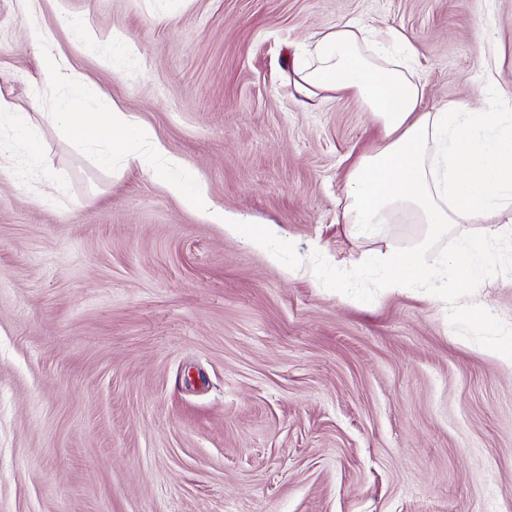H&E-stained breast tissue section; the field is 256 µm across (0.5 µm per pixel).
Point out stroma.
I'll use <instances>...</instances> for the list:
<instances>
[{"mask_svg":"<svg viewBox=\"0 0 512 512\" xmlns=\"http://www.w3.org/2000/svg\"><path fill=\"white\" fill-rule=\"evenodd\" d=\"M341 18L404 30L424 109L512 90V0H0V96L54 111L53 44L132 148L244 219L41 122L0 173V512H512V366L485 348L512 331V238L469 291L484 321L379 287L417 225L386 243L337 218L381 127L287 80ZM41 75V83L46 87L69 85L71 82L66 59L52 52H47L41 59ZM173 187L191 208L199 210L216 224H224V229L230 233H235L238 230L239 224L244 223L242 217L233 212L213 208L207 197L199 189H187L180 183H174Z\"/></svg>","mask_w":512,"mask_h":512,"instance_id":"1","label":"stroma"}]
</instances>
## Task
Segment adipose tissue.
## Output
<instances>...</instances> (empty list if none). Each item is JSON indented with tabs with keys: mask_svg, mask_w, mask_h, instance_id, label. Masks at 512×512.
Instances as JSON below:
<instances>
[{
	"mask_svg": "<svg viewBox=\"0 0 512 512\" xmlns=\"http://www.w3.org/2000/svg\"><path fill=\"white\" fill-rule=\"evenodd\" d=\"M415 57L400 28L341 19L312 32L291 68L304 96L352 95L380 121L384 143L354 163L342 219L350 236L381 240L401 216H411L420 231L405 248L388 252L383 285H423L439 303L449 280L461 288L486 284L494 266L488 240L512 238L511 226L491 223L512 212V113L504 111L500 91L475 111L452 101L423 110L425 82L412 66ZM51 118L84 143L131 120L117 107H88L77 90ZM37 131L35 113L0 97V171L15 168L18 140L33 141ZM479 223L487 226L485 237L461 240L450 255L437 251V241L458 225Z\"/></svg>",
	"mask_w": 512,
	"mask_h": 512,
	"instance_id": "obj_1",
	"label": "adipose tissue"
}]
</instances>
